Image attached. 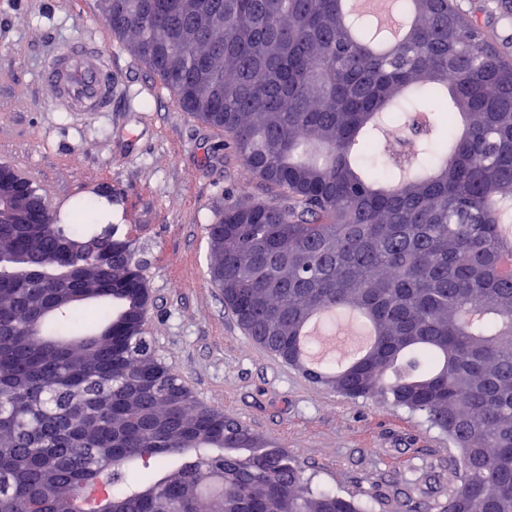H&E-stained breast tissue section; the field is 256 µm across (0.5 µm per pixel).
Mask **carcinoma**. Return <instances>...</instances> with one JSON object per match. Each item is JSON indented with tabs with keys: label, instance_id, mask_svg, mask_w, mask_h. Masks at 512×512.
Listing matches in <instances>:
<instances>
[{
	"label": "carcinoma",
	"instance_id": "cac0c4a2",
	"mask_svg": "<svg viewBox=\"0 0 512 512\" xmlns=\"http://www.w3.org/2000/svg\"><path fill=\"white\" fill-rule=\"evenodd\" d=\"M404 39L341 0H112V34L224 132L267 191L208 228L211 283L248 338L308 373L295 340L316 313L370 323L367 351L318 380L419 412L458 456L420 476L418 505L512 512V59L456 0H409ZM418 138L385 173L389 131ZM0 223V512H365L313 492L288 450L195 402L145 330V264L119 225L83 207L56 224ZM156 462L134 474L135 461Z\"/></svg>",
	"mask_w": 512,
	"mask_h": 512
}]
</instances>
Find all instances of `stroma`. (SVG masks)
Wrapping results in <instances>:
<instances>
[{
  "label": "stroma",
  "mask_w": 512,
  "mask_h": 512,
  "mask_svg": "<svg viewBox=\"0 0 512 512\" xmlns=\"http://www.w3.org/2000/svg\"><path fill=\"white\" fill-rule=\"evenodd\" d=\"M458 3L512 48V16L499 0ZM85 34L97 36L139 98L119 97L97 114L52 107L41 71L58 43ZM0 163L40 190L56 223L90 204L98 223L136 236L156 353L198 402L285 446L315 491L362 500L381 490L415 501L416 472L447 471L456 450L423 415L311 382L240 330L207 276L206 227L225 198L262 189L225 150L223 132L185 112L83 0H0Z\"/></svg>",
  "instance_id": "1"
}]
</instances>
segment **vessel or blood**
Here are the masks:
<instances>
[{
  "instance_id": "obj_1",
  "label": "vessel or blood",
  "mask_w": 512,
  "mask_h": 512,
  "mask_svg": "<svg viewBox=\"0 0 512 512\" xmlns=\"http://www.w3.org/2000/svg\"><path fill=\"white\" fill-rule=\"evenodd\" d=\"M41 81L54 91L53 106L65 112L111 111L112 98L123 86L99 41L84 35L55 48Z\"/></svg>"
}]
</instances>
